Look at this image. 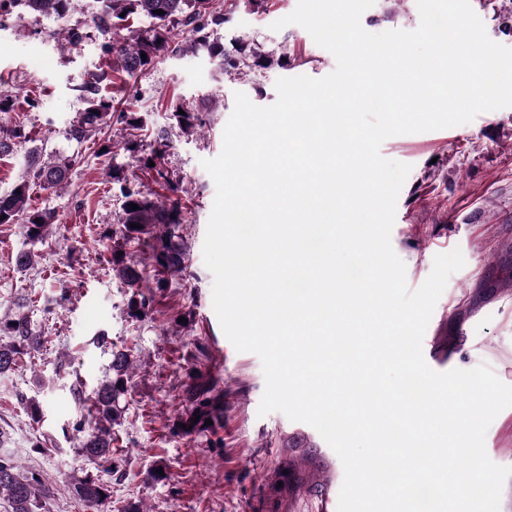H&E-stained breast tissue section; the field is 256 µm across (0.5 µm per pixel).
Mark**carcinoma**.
I'll list each match as a JSON object with an SVG mask.
<instances>
[{"mask_svg":"<svg viewBox=\"0 0 512 512\" xmlns=\"http://www.w3.org/2000/svg\"><path fill=\"white\" fill-rule=\"evenodd\" d=\"M72 0H0V16L18 9L38 16L63 18L70 10ZM103 6L98 14V32L108 37L104 52L109 57L111 71L91 74L82 87L85 104L83 112L70 126L67 135L70 139L82 143L98 141L101 151L111 150L107 141L101 139L105 129L113 122L124 123L135 129H144V119L138 112L128 110L117 112L113 99L103 94V88L112 83L115 76L133 77L154 65L170 53L185 52L200 47L218 59L226 74L248 76L256 71L267 70L274 66L283 67V56L264 53L255 47L248 36L233 39L228 48L213 36V27L231 21V12L217 10L214 0H101ZM163 13L158 14L156 10ZM146 18L151 26L145 30H125V22L131 17ZM186 33V45L178 46L174 42L176 30ZM146 58H141V54ZM184 114H179V111ZM173 124L184 134L195 132L203 127L199 114L188 109H173ZM23 130L19 127H0V156L14 152ZM169 147L168 138L160 133L150 151L139 157V163L148 167L149 162L158 165ZM80 163L78 156L51 155L44 158V151H33L26 178L16 182L7 193L0 194V225L24 224L25 234L33 242H43L48 238L53 215L48 210L31 207L30 190L39 184L47 187H59L68 182L74 167ZM112 184L118 187L125 198L121 224L117 227L123 245L112 249L110 262L112 272L129 290L127 315L136 321H142L152 310L154 297L167 288L168 277L181 272L187 260V247L181 233V200L169 199L158 204L152 201L141 188L132 184L125 169L112 166ZM138 205L134 210L130 204ZM140 227L133 228L131 224ZM145 243L150 249L148 263L142 265L133 260L122 246ZM41 336L30 316L24 312L10 316H0V374L14 372L24 362V357L40 349ZM111 360L106 379L89 391L84 390L80 381L71 382L69 388L79 407L92 415L90 422L78 418L63 428V432L78 439V454L95 467L109 464L108 472L118 471V460L113 457L112 426L120 424L124 414L122 399L128 392V377L133 366V350L110 348ZM182 401L188 412L177 418L170 432L174 435L191 436L213 430L205 424L210 419L220 420L223 406L214 394L213 385L195 377L185 385ZM198 421H193L195 416ZM185 427H180V424ZM74 498L88 512H106L112 504V491L109 483L85 473L71 482ZM52 493L49 484L38 474L24 471L15 458L8 454L0 455V498L4 500L6 512H41L43 501Z\"/></svg>","mask_w":512,"mask_h":512,"instance_id":"cac0c4a2","label":"carcinoma"}]
</instances>
